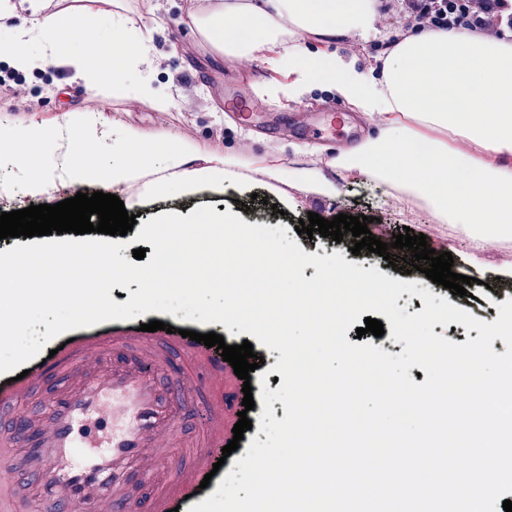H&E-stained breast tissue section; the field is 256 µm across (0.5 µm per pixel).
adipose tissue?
Here are the masks:
<instances>
[{
    "instance_id": "obj_1",
    "label": "adipose tissue",
    "mask_w": 512,
    "mask_h": 512,
    "mask_svg": "<svg viewBox=\"0 0 512 512\" xmlns=\"http://www.w3.org/2000/svg\"><path fill=\"white\" fill-rule=\"evenodd\" d=\"M376 0H209L190 5L193 32L211 51L230 59H256L288 74L286 82L260 84L257 97L297 101L326 92L371 117L375 137L342 153L334 166L386 186L408 204L424 203L435 219L470 240V265H478V248L487 240L512 242V43L491 37L423 30L394 47L381 71L360 67L349 55L325 53L307 45L303 33L332 36L345 32L367 37L375 28ZM46 0H33L37 19L14 28L10 63L30 72L63 62L88 76L94 97L118 93L150 100L155 111H172L171 96L153 86V44L126 27L113 12L112 38L90 43L81 25L70 28L66 43L51 33L53 16ZM66 172L74 180L95 178L106 186L140 185L146 195L186 194L223 181L238 195L254 183L250 159L213 150L205 165L186 170L195 154L192 141L151 142L134 125L112 135V158L103 164L84 150L99 131L85 110L67 113ZM453 131L464 145L432 141L433 156L424 160L411 146L428 131ZM55 140L39 126L18 120L0 129V157L22 159L28 167V190L49 193L56 176ZM164 157L165 176L153 177L148 165L155 153ZM259 173L266 189L283 196V183L304 193L331 197L336 185L315 167L266 165Z\"/></svg>"
}]
</instances>
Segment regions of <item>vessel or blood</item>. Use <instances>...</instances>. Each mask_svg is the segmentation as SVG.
<instances>
[{"instance_id": "b4317fda", "label": "vessel or blood", "mask_w": 512, "mask_h": 512, "mask_svg": "<svg viewBox=\"0 0 512 512\" xmlns=\"http://www.w3.org/2000/svg\"><path fill=\"white\" fill-rule=\"evenodd\" d=\"M197 375L223 383L232 367L214 348L177 333L113 327L106 335L84 333L53 357L33 365L20 380L0 381V512H30L15 469L39 491L51 512H124L128 478L148 481L145 512H172L197 491L204 476L233 438L225 423L228 409L219 394L201 393L205 428L187 436L182 425L186 402L182 382L171 375L177 359ZM46 394L49 407L14 424L19 406ZM111 402L121 427L100 453L72 464L79 424Z\"/></svg>"}]
</instances>
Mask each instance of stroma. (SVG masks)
<instances>
[{
    "label": "stroma",
    "mask_w": 512,
    "mask_h": 512,
    "mask_svg": "<svg viewBox=\"0 0 512 512\" xmlns=\"http://www.w3.org/2000/svg\"><path fill=\"white\" fill-rule=\"evenodd\" d=\"M181 0H124V11L128 27L149 33L162 56L156 63V86L174 95L177 105L169 112L153 111L146 102H135L119 97H107L100 111L94 112L93 121L101 128L117 130L132 124L145 130L150 136L163 140L171 138L189 139L196 143L199 153H207L215 146H225L245 156L261 157L266 162L288 167L309 166L313 154L333 156L334 148L318 140H303L294 136L270 137L255 127L231 118L224 99V82L239 83L242 96L253 99V87L261 82L273 80L274 75L258 62L230 60L214 55L199 45L189 26L184 12L179 8ZM28 9H18L10 25L0 26V128L23 119L58 130L62 115L70 110L82 109L90 103V91L83 81L74 79L72 71L56 64L43 70L23 73L9 64L7 50L11 45V26L28 19ZM374 40L361 42L346 36L333 38L310 37L309 43L326 52L336 51L356 56L360 66L373 65L375 45L402 39L405 35L403 22L393 13L382 12L376 23ZM323 175L335 183L336 194L332 197H317L290 190V201L286 213H277L276 197L267 196L262 184H255V196L247 200L246 211L240 219L249 225L277 224L285 227L289 239L308 255L330 256L341 254L346 262L374 268L381 274L401 282L412 281L419 288L442 297L473 317L491 323L499 316L498 306L512 298V277H506L505 269L512 266V245L501 246L488 242L481 254L482 264L468 266L465 255L470 251L469 241L450 225L435 223L431 213L420 207H408L388 194L377 182L365 178H353L338 168L322 164ZM28 173L24 166L12 160L0 161V194L8 196L7 203L0 205L1 211H12L13 201L23 206L56 204L77 193H94L101 190L98 180L86 179L75 182L68 179L55 180L50 193L30 195L26 182ZM119 198L136 214L137 224H144L163 213L176 210L190 215L202 206L223 210L231 204V194L223 189H206L192 196L151 197L142 195L139 187L122 188ZM317 213L325 219L344 213L352 216H370V231L378 232L382 242L391 244L390 255L401 258L403 250L394 248V236L398 228L409 227L411 234H424L435 251L451 252L454 260L453 272L475 278L469 286L468 296L460 297L451 290L428 280L419 272L408 273L388 265L377 254L361 251L353 255L355 239L344 235L335 242L320 236L308 237L298 234L297 227L309 213Z\"/></svg>",
    "instance_id": "35a3bbf8"
}]
</instances>
